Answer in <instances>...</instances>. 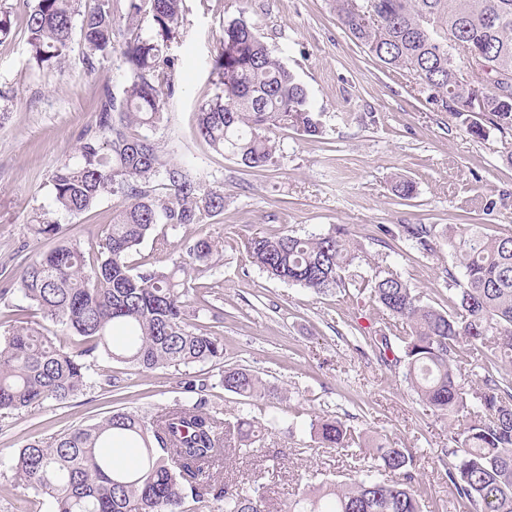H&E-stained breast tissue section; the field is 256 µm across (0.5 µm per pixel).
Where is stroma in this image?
Returning a JSON list of instances; mask_svg holds the SVG:
<instances>
[{
	"label": "stroma",
	"instance_id": "stroma-1",
	"mask_svg": "<svg viewBox=\"0 0 512 512\" xmlns=\"http://www.w3.org/2000/svg\"><path fill=\"white\" fill-rule=\"evenodd\" d=\"M0 9L12 21L11 35L0 41V90L16 93L0 125V270L15 271L54 245L34 234V219L77 225L91 243L122 207L121 198L108 197L88 214L66 216L55 208L50 179L74 154L78 132L94 125L102 88L121 93L126 73L120 51L91 74L77 49L62 72L32 71L26 0H0ZM238 16L306 88L324 126L319 138L281 132L275 162L262 171L215 152L194 130L200 105L216 92L212 61L222 25ZM171 53L178 88L151 137L168 160L190 165L204 185L224 188L223 219L164 230L175 245L204 233L219 248L203 288L189 293L191 302L203 304L190 322L223 338L225 365L257 372L278 394L249 405L224 391L216 366L141 372L95 354L97 373L82 394L0 416V512H52L47 498L13 490L12 460L27 439L49 441L117 409L148 417L198 400L230 421L271 424L256 456L228 461L219 474L223 482L263 486L271 506L306 485L344 481L368 468L358 448L320 446L310 423L325 416L413 449L423 512H460L441 475L452 436L467 419L441 420L417 401L402 369L377 361L370 343L391 317L369 293L351 287L314 295L270 279L240 250L258 233L307 235L342 226L369 258L360 273L371 275V263H378L400 274L425 302L447 307L451 251L420 253L402 227L484 224L512 231V135L469 134L461 119L420 93L410 73L385 67L358 44L339 24L332 0H185L184 34ZM398 174L414 183L412 199L393 194ZM189 379L198 384L195 392L184 388Z\"/></svg>",
	"mask_w": 512,
	"mask_h": 512
}]
</instances>
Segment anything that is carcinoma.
Here are the masks:
<instances>
[{
  "mask_svg": "<svg viewBox=\"0 0 512 512\" xmlns=\"http://www.w3.org/2000/svg\"><path fill=\"white\" fill-rule=\"evenodd\" d=\"M353 1L378 21L354 12ZM183 2L33 0L26 13L29 62L39 71L60 67L77 33L90 74L109 59L116 39L124 40L121 95L101 92L95 124L78 134L76 155L55 168L50 183L56 210L67 216L92 210L105 196H119L126 205L89 249L75 234L61 236V225L38 222L34 232L57 244L16 272L0 271V298L18 293L42 319L0 313L1 412L81 394L91 380L83 357L95 352L143 372L224 363L222 338L186 322V276L210 271L217 245L200 235L175 247L161 236L160 250L180 251L173 267L140 268L128 260L160 226L205 224L224 214V189L203 185L186 164L170 163L145 134L162 122L175 92L168 43L180 37ZM333 9L369 53L412 73L430 101L484 139L488 129L471 119L469 88L455 77L463 62L455 40L477 47L489 73L507 85L484 91L483 112L494 130L512 132V0H333ZM146 21L148 37L142 33ZM214 73L217 91L200 106L197 130L245 168L262 171L272 163L281 131L322 134L304 86L243 18L224 22ZM393 191L411 199L415 186L398 176ZM404 232L426 254L448 246L463 279L446 270L450 296L443 309L423 302L392 271L361 278L359 288L403 324L374 339L375 355L387 366L404 363L405 380L436 415L468 416L448 449L445 471L462 512H512V379L500 372L512 365V234L482 224H413ZM243 254L268 277L316 295L351 285L350 267L361 258L340 226L304 237L256 234ZM60 336L78 338L83 348L65 349L56 343ZM471 360L481 370L474 385L462 373ZM220 383L247 402L273 394L243 367L225 368ZM265 430L259 421L232 423L202 403H175L149 418L114 410L50 442L28 439L12 460L19 478L14 489L44 496L53 512H186V499L205 502L225 460L258 451L255 443ZM311 430L328 448L359 447L375 465L341 483L309 486L280 512H422L411 449L373 439L338 418L314 419ZM121 448L137 450L127 468L113 466V451ZM215 500L217 512H268L253 485L236 484Z\"/></svg>",
  "mask_w": 512,
  "mask_h": 512,
  "instance_id": "cac0c4a2",
  "label": "carcinoma"
}]
</instances>
